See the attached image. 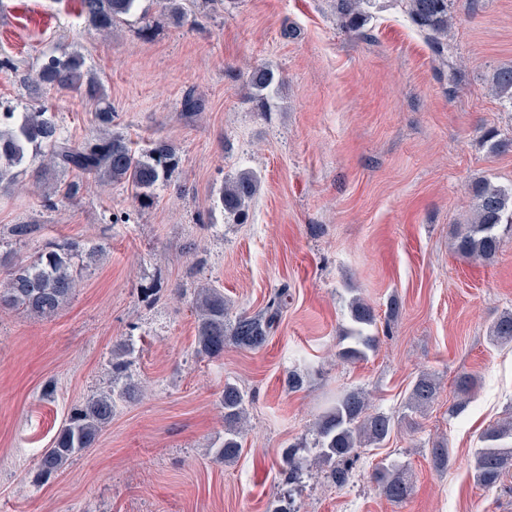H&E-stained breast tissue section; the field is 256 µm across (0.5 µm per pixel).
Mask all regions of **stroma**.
I'll return each instance as SVG.
<instances>
[{"instance_id": "1", "label": "stroma", "mask_w": 512, "mask_h": 512, "mask_svg": "<svg viewBox=\"0 0 512 512\" xmlns=\"http://www.w3.org/2000/svg\"><path fill=\"white\" fill-rule=\"evenodd\" d=\"M173 24L159 0H139L110 37L89 29L78 0H0V112L32 105L23 76L46 56L79 53L112 102L114 131L139 147L176 149L151 203L122 187L83 186L71 199L33 187L0 193V277L65 239L100 245L53 319L0 307V512H512V492L473 478L482 434L512 416V343H492L512 310V224L489 260L462 256L476 182L512 186V108L493 94V72L512 67V0H450L442 52L401 0H371L362 32L343 27L336 0H185ZM254 66L282 79L261 99ZM194 91L202 111L183 112ZM65 136L94 131L91 103L51 96ZM254 171L260 186L244 220L224 213L225 179ZM27 224L16 240L11 228ZM220 288L231 315L290 297L266 345L195 353L194 290ZM374 309L379 343L363 360L337 356L351 327L349 302ZM398 305L390 316V305ZM131 347L112 372L119 344ZM303 374L289 390V372ZM434 374V404L416 427L398 426L358 451L345 484L323 469L288 482V444L314 457L313 425L337 392L359 390L374 410L404 415L413 381ZM477 384L449 416L455 380ZM246 396L238 458L214 461L224 438L225 383ZM132 383L93 448L58 475L38 459L70 410ZM446 440L447 468L431 460ZM404 466L412 491L400 504L371 475Z\"/></svg>"}]
</instances>
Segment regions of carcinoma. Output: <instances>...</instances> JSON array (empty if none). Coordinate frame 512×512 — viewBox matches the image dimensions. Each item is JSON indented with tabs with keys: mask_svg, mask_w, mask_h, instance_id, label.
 <instances>
[{
	"mask_svg": "<svg viewBox=\"0 0 512 512\" xmlns=\"http://www.w3.org/2000/svg\"><path fill=\"white\" fill-rule=\"evenodd\" d=\"M370 0H336V12L343 25L358 31L367 20L365 6ZM412 21L433 34L434 44L442 47L448 37L451 17L448 0H404ZM137 0H80V11L86 22L101 33H110L117 21L129 14ZM249 82L260 96L274 90L280 79L266 67H256ZM491 89L512 106V67L493 73ZM31 95L40 97L47 92L76 93L88 97L95 107L96 129L80 143L62 135L58 123L46 107H33L28 112L0 113V191L9 192L16 183L17 168L28 158L49 159L51 166L71 169L96 184L119 185L134 192L136 198L148 201L154 190L165 182L174 165L176 151L166 140L159 139L144 151L134 149L122 134L112 131V102L101 80L84 71L78 54L51 55L43 60L36 76L30 81ZM259 177L252 171H242L224 182L219 201L228 214L243 216L245 208L257 194ZM476 200L474 222L457 237V252L466 257L489 259L498 249L496 234L499 224L512 223V187L504 188L488 181L472 187ZM101 249L75 239H64L55 247L33 260L16 261L7 278L0 282V306L20 309L38 319L58 315L77 287L78 274L74 260L89 261L99 256ZM285 292L275 294L259 312L228 317L224 292L217 288H199L195 300L197 355L215 358L224 354V345L231 342L239 347L260 349L268 341L274 324L283 312ZM353 328L342 337L346 345L338 351L345 361H359L376 348L378 337L371 333L376 315L373 307L360 300L350 303ZM491 340L512 341V311L503 313L490 330ZM476 378L461 374L456 381L458 400L448 407L455 416L465 408ZM438 382L434 375L423 373L413 382L407 409L423 411L435 400ZM135 395L129 385L118 393L101 394L71 409L64 425L50 448L38 462L46 476L58 474L76 455L94 447L102 428L112 421L117 403ZM224 441L213 449L216 460L234 461L240 450L239 425L245 417L243 391L233 383L224 385ZM401 419L385 412L369 411L365 394L358 390L336 398L335 404L315 425L314 463L330 467L328 478L333 483L347 481L349 465L362 447H379ZM485 446L474 458L473 477L480 486L491 489L503 484L512 475V420L488 428L483 436ZM304 443L288 445L283 450L282 472L288 480H297L307 459L299 455ZM373 481L382 494L393 503H401L411 488L404 471L393 465H379L372 473Z\"/></svg>",
	"mask_w": 512,
	"mask_h": 512,
	"instance_id": "1",
	"label": "carcinoma"
}]
</instances>
